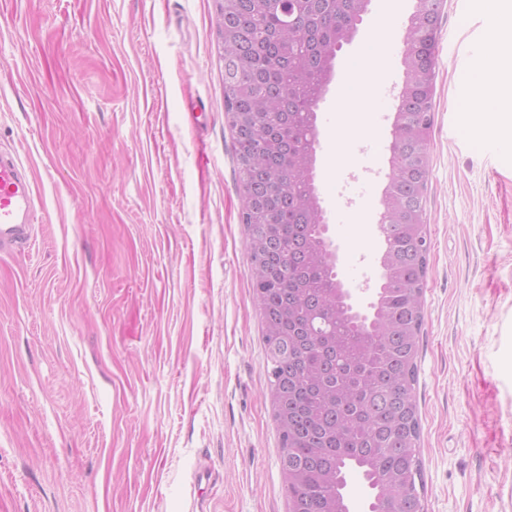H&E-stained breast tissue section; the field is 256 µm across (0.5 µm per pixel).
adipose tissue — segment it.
Returning <instances> with one entry per match:
<instances>
[{"instance_id":"1","label":"adipose tissue","mask_w":512,"mask_h":512,"mask_svg":"<svg viewBox=\"0 0 512 512\" xmlns=\"http://www.w3.org/2000/svg\"><path fill=\"white\" fill-rule=\"evenodd\" d=\"M493 17V35L477 58L478 77L468 86L464 95L474 110L487 114L491 127L507 125L512 112V98L496 95L499 87L512 88V0H489ZM382 62L379 41L371 40L348 64L350 76L343 84L341 94L347 106L343 121L353 114L370 111L377 104L366 87V78Z\"/></svg>"}]
</instances>
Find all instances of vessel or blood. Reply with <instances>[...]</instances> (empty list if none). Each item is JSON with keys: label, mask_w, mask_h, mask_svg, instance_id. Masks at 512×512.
I'll return each instance as SVG.
<instances>
[{"label": "vessel or blood", "mask_w": 512, "mask_h": 512, "mask_svg": "<svg viewBox=\"0 0 512 512\" xmlns=\"http://www.w3.org/2000/svg\"><path fill=\"white\" fill-rule=\"evenodd\" d=\"M34 184L17 156L0 153V252L24 248L32 235Z\"/></svg>", "instance_id": "vessel-or-blood-1"}]
</instances>
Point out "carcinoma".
Wrapping results in <instances>:
<instances>
[{"label":"carcinoma","instance_id":"cac0c4a2","mask_svg":"<svg viewBox=\"0 0 512 512\" xmlns=\"http://www.w3.org/2000/svg\"><path fill=\"white\" fill-rule=\"evenodd\" d=\"M444 0H427L408 36H426L411 59L402 106L409 122L394 130L390 153L402 157L428 145L433 123L435 25ZM361 0H310L283 25L286 2L224 0V66L239 69L224 82L226 112L255 113V131L234 135V149L248 195L241 222L269 218L284 225L288 251L272 246L270 270L254 272V293L265 323L268 380L288 410L280 433L282 459L296 480L288 493L302 512H331L344 498L347 473L356 469L386 496L385 479H400L401 512H423L424 482L416 447L421 427L414 398L415 362L422 321L414 315L413 289L427 268L429 245L409 224L421 221L429 170L408 166L389 174L386 198L403 212L381 225L383 248L393 256L374 333L359 335L336 311L329 261L312 257L321 243L319 214L304 204L311 187L289 167L288 156L314 152L316 84L323 49L357 21ZM279 138L275 152L260 148V133Z\"/></svg>","mask_w":512,"mask_h":512}]
</instances>
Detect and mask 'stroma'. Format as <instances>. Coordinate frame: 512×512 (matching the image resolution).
<instances>
[{"label":"stroma","mask_w":512,"mask_h":512,"mask_svg":"<svg viewBox=\"0 0 512 512\" xmlns=\"http://www.w3.org/2000/svg\"><path fill=\"white\" fill-rule=\"evenodd\" d=\"M414 5L370 0L317 108L319 202L364 305ZM473 5L463 29L445 0L437 31L425 512H512V153L475 150L497 133L455 106L493 30ZM378 36L379 105L344 145L346 63ZM221 52L217 0H0V150L39 197L31 246L0 254V512H289Z\"/></svg>","instance_id":"obj_1"}]
</instances>
